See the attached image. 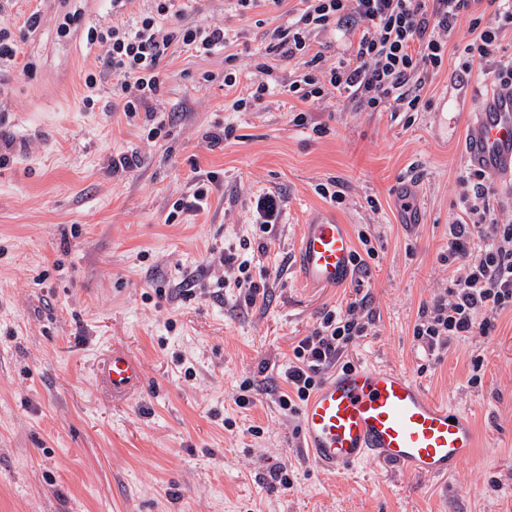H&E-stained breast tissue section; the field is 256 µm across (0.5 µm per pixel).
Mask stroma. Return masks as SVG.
<instances>
[{"mask_svg":"<svg viewBox=\"0 0 512 512\" xmlns=\"http://www.w3.org/2000/svg\"><path fill=\"white\" fill-rule=\"evenodd\" d=\"M72 5L82 28L57 39ZM36 7L43 25L22 44L33 73L0 74V136L13 140L0 169V512H512V311L489 335L434 354L413 336L419 307L448 287L441 257L462 210L468 129L491 82L484 66L467 83L455 77L468 21L418 111L367 112L278 93L289 67L265 46L280 11L261 7L246 21L231 0H196L186 21L235 34L227 53L239 57L240 81L225 87V53L168 54L166 128L152 139L142 121L83 104V73L99 63L83 30L111 19L110 0H17L13 13ZM262 81L275 93L236 111ZM455 86L456 128L441 139L435 114ZM225 130L211 147L209 135ZM124 153L138 154L139 167L113 171ZM212 171L207 208L170 219ZM405 180L420 197L411 217L397 205ZM321 184L343 192L335 212L352 231L377 238V258L345 288H309L297 274L295 244L326 204ZM265 193L281 198L282 214L254 259L268 293L250 307L218 288L219 258L251 236L252 201ZM188 283L186 301L178 290ZM365 295L374 322L343 361L407 369L475 421L478 456L448 477L408 479L375 462L333 474L304 454L299 413L279 406V373L297 341ZM115 344L143 365L130 403L93 381ZM246 379L257 393L242 408ZM278 469L292 487L273 479Z\"/></svg>","mask_w":512,"mask_h":512,"instance_id":"1","label":"stroma"}]
</instances>
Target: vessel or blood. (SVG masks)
I'll use <instances>...</instances> for the list:
<instances>
[{"mask_svg":"<svg viewBox=\"0 0 512 512\" xmlns=\"http://www.w3.org/2000/svg\"><path fill=\"white\" fill-rule=\"evenodd\" d=\"M471 168L512 178V87L486 98L469 129ZM350 225L335 212L308 218L296 244L304 285L341 288L355 277ZM99 385L125 401L143 378L139 360L112 348L94 368ZM301 443L322 468L345 475L365 462L396 468L405 477L445 476L475 460L479 447L468 414L437 400L408 370L373 364L340 369L300 410Z\"/></svg>","mask_w":512,"mask_h":512,"instance_id":"vessel-or-blood-1","label":"vessel or blood"}]
</instances>
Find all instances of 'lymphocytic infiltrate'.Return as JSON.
<instances>
[{
	"label": "lymphocytic infiltrate",
	"mask_w": 512,
	"mask_h": 512,
	"mask_svg": "<svg viewBox=\"0 0 512 512\" xmlns=\"http://www.w3.org/2000/svg\"><path fill=\"white\" fill-rule=\"evenodd\" d=\"M13 0H0V71L21 62L22 35L42 24L41 10H32L23 22L8 17ZM475 0H299L285 22L267 34V53L298 65L296 79L285 84L289 96L301 102L322 101L331 93L353 101L356 108L380 112L389 108L417 110L420 92L430 74L444 65L448 41L462 18H469L474 34L459 56L458 71L490 64L496 84L512 85V54L502 52L501 40L512 28V0H488V16L470 17ZM126 0H112V18L89 27L88 44L103 52L98 67L84 75V106L91 109L102 95L127 118L144 116L149 137L159 133L155 122L164 83L161 63L172 45L209 54L224 50L231 39L217 23L183 25L186 8L181 0H152L150 8L126 16ZM343 25L357 36L349 57L328 61L313 50L310 34ZM464 214L448 227L445 260L451 273L443 295L423 305L413 328L414 337L429 352L450 346L453 340L495 329L497 315L512 310V224L499 221L490 205L493 187L484 172L472 170L461 179ZM278 196L266 194L255 202L258 215L253 240L222 255L227 271L224 287L237 289L246 305L266 294L265 281L255 280L250 249L265 252L266 238L280 212ZM366 327L356 306L346 312L327 311L311 335L301 338L281 374L285 385L279 397L282 409L295 410L318 385L321 371L336 363L344 348Z\"/></svg>",
	"instance_id": "obj_1"
}]
</instances>
